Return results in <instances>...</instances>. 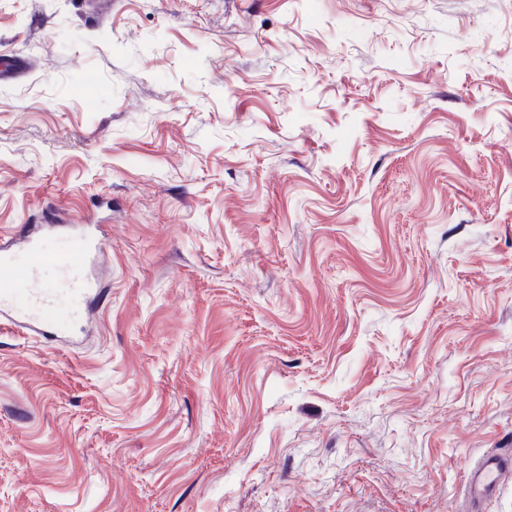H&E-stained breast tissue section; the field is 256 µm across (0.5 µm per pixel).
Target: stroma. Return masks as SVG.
<instances>
[{
    "label": "stroma",
    "instance_id": "stroma-1",
    "mask_svg": "<svg viewBox=\"0 0 512 512\" xmlns=\"http://www.w3.org/2000/svg\"><path fill=\"white\" fill-rule=\"evenodd\" d=\"M54 214L107 294L0 325V512H512V0H0ZM511 472L512 458L509 455H486L467 473L465 491L468 503L474 505L495 495Z\"/></svg>",
    "mask_w": 512,
    "mask_h": 512
}]
</instances>
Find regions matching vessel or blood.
<instances>
[{"mask_svg": "<svg viewBox=\"0 0 512 512\" xmlns=\"http://www.w3.org/2000/svg\"><path fill=\"white\" fill-rule=\"evenodd\" d=\"M55 225H39L16 237L17 253L0 250V323L22 324L55 341L79 332V308L98 298L97 257L102 239L85 226H71L78 262L47 259L40 241ZM512 476V458L491 453L471 468L465 491L469 504L496 494Z\"/></svg>", "mask_w": 512, "mask_h": 512, "instance_id": "1", "label": "vessel or blood"}]
</instances>
